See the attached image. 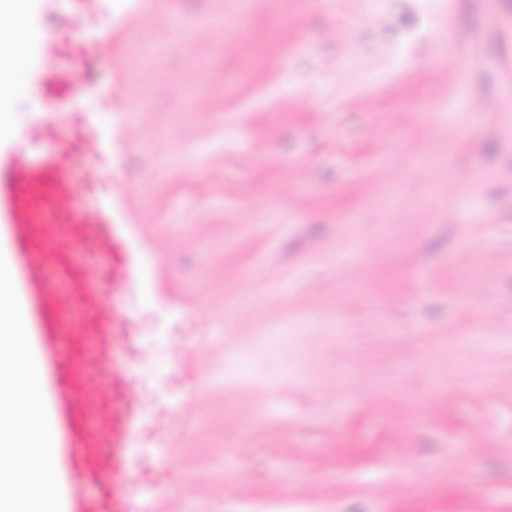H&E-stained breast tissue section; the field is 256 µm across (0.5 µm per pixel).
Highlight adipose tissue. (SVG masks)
<instances>
[{"label": "adipose tissue", "mask_w": 512, "mask_h": 512, "mask_svg": "<svg viewBox=\"0 0 512 512\" xmlns=\"http://www.w3.org/2000/svg\"><path fill=\"white\" fill-rule=\"evenodd\" d=\"M30 7L29 0H0V13L9 14L14 20L9 41L0 44L1 133L6 131L10 121L6 106L20 94V63L34 41L29 26Z\"/></svg>", "instance_id": "1"}]
</instances>
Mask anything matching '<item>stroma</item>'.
<instances>
[{"label":"stroma","mask_w":512,"mask_h":512,"mask_svg":"<svg viewBox=\"0 0 512 512\" xmlns=\"http://www.w3.org/2000/svg\"><path fill=\"white\" fill-rule=\"evenodd\" d=\"M0 138L67 151L151 512H512V0H37ZM78 102L48 96L45 64ZM491 99L492 112L472 100ZM65 150V149H64ZM84 396H112L87 343ZM66 512L112 501L67 435Z\"/></svg>","instance_id":"obj_1"}]
</instances>
